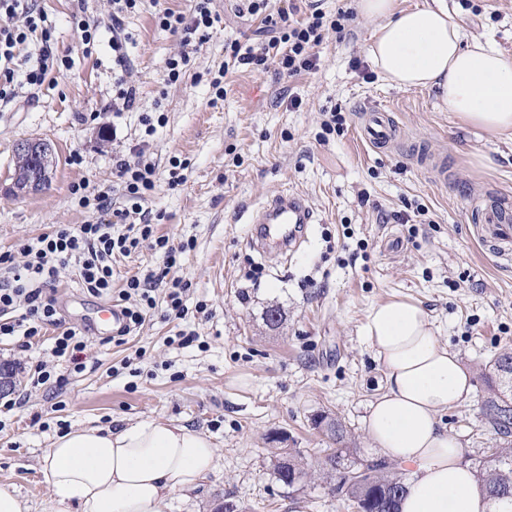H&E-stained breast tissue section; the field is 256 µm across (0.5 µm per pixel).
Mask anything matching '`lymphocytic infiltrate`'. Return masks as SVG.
Listing matches in <instances>:
<instances>
[{
    "instance_id": "obj_1",
    "label": "lymphocytic infiltrate",
    "mask_w": 512,
    "mask_h": 512,
    "mask_svg": "<svg viewBox=\"0 0 512 512\" xmlns=\"http://www.w3.org/2000/svg\"><path fill=\"white\" fill-rule=\"evenodd\" d=\"M185 11L160 9L156 19L162 29L179 39L180 49L166 63L164 81L173 85L191 66L196 54L212 37L218 15L211 8L212 0H189ZM138 0H112V54L121 74L115 79L112 98L114 114L131 111L136 103V87L125 79L130 66L124 37V18L134 12ZM239 14L258 19L259 40L225 37L224 64L244 67L263 74L275 72L281 78H293L317 70L320 47L328 32L343 35L345 23L352 19L349 11H337L327 16L319 7H311L305 17L296 19L291 8L273 4L272 0H241ZM36 39V61L23 76H16L12 63L16 51L28 39ZM64 60L55 47L52 25L43 13L34 9L33 0H0V103L9 104L17 96L16 81L33 89H41L51 74L59 72ZM140 123L145 137L128 153H115L112 170L120 181L129 205L113 208L108 192L91 191L89 181L74 183L71 193L80 207L92 216L82 224H54L48 232L22 242L18 255L0 253V267L6 275L0 279V337L21 336L33 339L49 326L58 330L52 354L65 362L71 371L87 368V341L82 331L64 326L56 297L59 272L75 265L84 290L92 296L110 295L113 262L130 257L142 248L160 252L164 258L163 272L153 271L127 277L119 296L124 301L126 324L112 334L116 344H124L132 327L141 325L158 301H165L166 316L186 319L188 309L184 299L191 288L188 280L166 278V270L179 265L182 256L194 244L184 241L171 243L168 236L158 234L149 212L142 202L153 192L158 182L176 188L184 180L185 162L173 164L167 175H160L156 165L146 157L147 139L156 131L152 116L141 114ZM166 283L163 299L154 292L159 283Z\"/></svg>"
}]
</instances>
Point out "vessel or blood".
Returning <instances> with one entry per match:
<instances>
[{
	"instance_id": "b4317fda",
	"label": "vessel or blood",
	"mask_w": 512,
	"mask_h": 512,
	"mask_svg": "<svg viewBox=\"0 0 512 512\" xmlns=\"http://www.w3.org/2000/svg\"><path fill=\"white\" fill-rule=\"evenodd\" d=\"M359 134L372 148L384 149L394 139L396 126L387 111L369 107L362 113ZM312 221L313 211L302 195L282 192L251 213L249 222L254 230L248 242L261 253L273 246L285 250L301 243L299 228ZM478 234L489 250L501 256L512 254V206L502 202L487 205Z\"/></svg>"
}]
</instances>
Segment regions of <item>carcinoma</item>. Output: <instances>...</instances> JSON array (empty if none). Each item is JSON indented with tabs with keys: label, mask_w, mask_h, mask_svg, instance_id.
I'll use <instances>...</instances> for the list:
<instances>
[{
	"label": "carcinoma",
	"mask_w": 512,
	"mask_h": 512,
	"mask_svg": "<svg viewBox=\"0 0 512 512\" xmlns=\"http://www.w3.org/2000/svg\"><path fill=\"white\" fill-rule=\"evenodd\" d=\"M46 158L35 156H15L14 176L18 179L26 177L31 170L45 164ZM490 368L496 374L512 375V353L504 352L491 361ZM485 416L495 432L506 441L490 449L487 459L479 461L477 472V486L488 498L501 501L512 507V443L507 437L512 435V390L509 393H500L488 397L486 400ZM316 426L325 427L326 432L336 438L339 443L345 442V435L341 424L325 415L315 420ZM350 455L348 448H333L322 462L320 473L330 478L339 474L337 488L348 502V506L356 508L364 503V498L376 488L388 492V496L375 501L374 506L378 512H398V502L406 490L402 477L386 471V464H373L366 466L368 475L360 480H352L341 474L354 462H346ZM276 479L288 488L294 487L298 482L308 477V473L300 468L296 457L289 452L281 454L275 467Z\"/></svg>",
	"instance_id": "carcinoma-1"
}]
</instances>
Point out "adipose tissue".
<instances>
[{
  "instance_id": "ef3b65f1",
  "label": "adipose tissue",
  "mask_w": 512,
  "mask_h": 512,
  "mask_svg": "<svg viewBox=\"0 0 512 512\" xmlns=\"http://www.w3.org/2000/svg\"><path fill=\"white\" fill-rule=\"evenodd\" d=\"M357 8L378 23L369 56L391 84L436 90L466 126L512 136V56L465 40L439 0L408 10L396 0H358ZM363 330L386 378L385 392L369 406L366 433L384 456L412 470L400 512H497L439 420L472 384L430 314L393 298L370 310ZM218 463L214 442L183 423L73 428L44 459L39 512H163L167 499L195 491Z\"/></svg>"
}]
</instances>
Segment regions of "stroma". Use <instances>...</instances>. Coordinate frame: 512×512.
<instances>
[{
    "mask_svg": "<svg viewBox=\"0 0 512 512\" xmlns=\"http://www.w3.org/2000/svg\"><path fill=\"white\" fill-rule=\"evenodd\" d=\"M467 38L491 42L512 56V0H443ZM54 26L59 54L69 59L56 84L31 95L20 89L0 108V253L53 224H81L87 214L70 194L82 179L110 190L113 208L125 205L112 176V153L124 151L144 129L140 112L164 116L149 137L147 156L160 172L171 158L187 161L176 189L160 185L146 208L159 214V233L173 242L194 239L178 276L189 279L185 321L150 320L128 345L109 343L101 321L105 299L84 291L74 269L63 270L57 296L67 325L82 330L90 367L63 385L32 386L38 363L51 362L50 336L21 347L0 338V364L12 375V410L0 412V484L16 489L30 512L46 494L40 463L61 424L120 427L163 418L207 434L220 462L204 486L174 495L164 512H215L231 501L238 512H348L333 482L306 480L288 488L274 475L277 447L299 451L311 469L330 440L314 425L327 414L354 437L351 458L380 461L364 418L385 390L383 370L363 333L370 309L407 297L424 307L438 336L469 371L472 391L441 422L477 468L501 440L488 423L482 380L488 362L512 352V259L497 257L477 239L478 209L495 197L512 199V138L461 124L435 92L399 88L382 75L364 78L353 58L367 59L375 25L350 21L343 38L328 37L316 73L292 80L236 69L223 76L227 94L214 101L210 82L224 66V35H253L257 23L235 15V0H215L222 30L204 45L180 84L163 81L176 51L172 34L156 24V7L183 11L187 0H141L125 19L128 53L139 92V112L112 115V0H37ZM98 24V42L85 53L77 23ZM298 93L300 108L288 106ZM342 107V133L321 140L324 112ZM379 107L392 114L397 139L379 152L358 135L359 113ZM116 128L115 142L103 129ZM26 141L52 147L50 181L40 191L15 196V149ZM448 158V182L431 179L416 154ZM81 153L82 164L71 161ZM288 190L314 210L308 240L296 252L256 254L247 242L246 213ZM427 211V223L391 220L408 205ZM265 266L260 284L244 277L246 258ZM205 301L206 314L194 307ZM280 307L279 328L263 313ZM193 330L200 344L180 346L179 331ZM143 358H135V350ZM130 368H122L125 357ZM119 376H112L114 368Z\"/></svg>",
    "mask_w": 512,
    "mask_h": 512,
    "instance_id": "1",
    "label": "stroma"
}]
</instances>
